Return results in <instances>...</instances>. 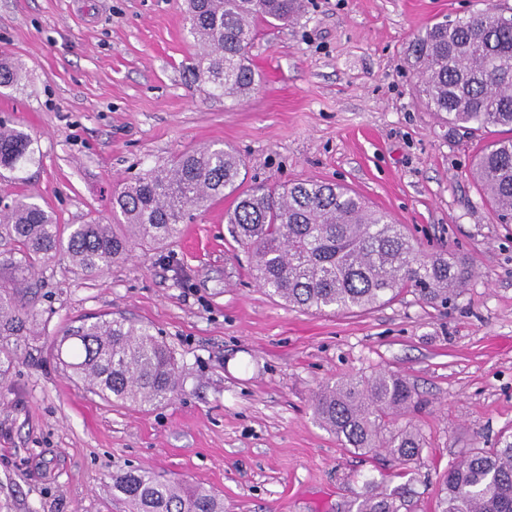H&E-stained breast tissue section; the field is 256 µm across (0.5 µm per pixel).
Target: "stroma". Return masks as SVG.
<instances>
[{
  "label": "stroma",
  "instance_id": "35a3bbf8",
  "mask_svg": "<svg viewBox=\"0 0 512 512\" xmlns=\"http://www.w3.org/2000/svg\"><path fill=\"white\" fill-rule=\"evenodd\" d=\"M512 0H305L260 24L247 97L196 79L184 0H0V54L24 66L0 118L34 141L19 197L58 223H111L115 190L205 144L232 147L246 184L343 183L406 225L424 252L466 257L454 302L411 293L353 314L304 312L268 296L228 232L231 200L192 211L167 246L136 247L90 275L40 265L34 335L11 341L0 380V512H130L112 476L146 469L211 488L224 512H336L366 483L408 484V512H435L442 472L512 432V224L479 197V141L418 101L406 48L427 25ZM160 332L180 367L171 400L105 401L50 344L84 318ZM380 371L405 378L404 417L424 448L410 469L344 448L314 418L319 389Z\"/></svg>",
  "mask_w": 512,
  "mask_h": 512
}]
</instances>
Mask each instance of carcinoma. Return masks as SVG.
<instances>
[{
    "mask_svg": "<svg viewBox=\"0 0 512 512\" xmlns=\"http://www.w3.org/2000/svg\"><path fill=\"white\" fill-rule=\"evenodd\" d=\"M301 0H187L190 33L198 47L197 74L212 95L239 99L254 89L248 50L263 23L288 22ZM407 56L426 108L451 125L482 137L498 128L511 135L490 141L474 156L472 174L502 224L512 223V14L477 11L435 23L410 41ZM23 66L0 59V88L22 81ZM30 136L0 120V169L19 172L34 160ZM243 161L216 146L181 152L112 194L122 229L91 221L58 224L21 197L0 211V245L12 284L0 281V341L22 336L37 316L35 270L63 254L96 274L127 259L138 244L176 238L186 212L234 198L227 212L235 241L250 254V274L271 297L303 311L343 314L412 292L426 301H450L472 270L465 258L424 253L388 214L372 210L350 188L298 182L241 189ZM20 258H14V255ZM71 344L73 374L114 404L154 405L180 388L178 362L153 328L122 317L100 318L64 331L56 352ZM415 404L402 377L381 372L320 389L313 413L346 448H382L403 464L420 457L423 438L408 426L392 428ZM112 488L132 512H224V500L202 486L164 479L145 469L112 476ZM407 485L371 490L336 504V512H401ZM438 512H512V433L491 448H472L445 472Z\"/></svg>",
    "mask_w": 512,
    "mask_h": 512,
    "instance_id": "obj_1",
    "label": "carcinoma"
}]
</instances>
